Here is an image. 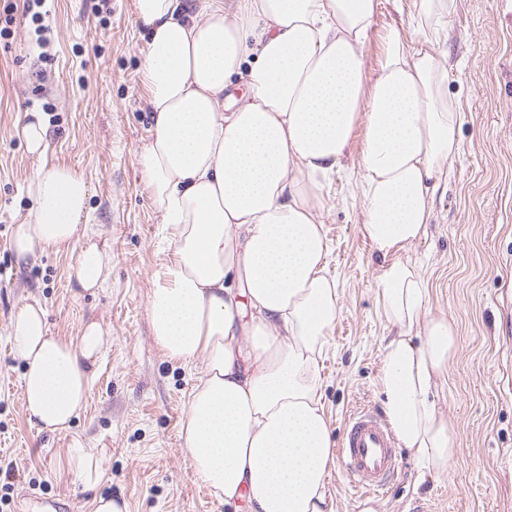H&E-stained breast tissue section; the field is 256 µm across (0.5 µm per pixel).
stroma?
<instances>
[{"label": "stroma", "mask_w": 512, "mask_h": 512, "mask_svg": "<svg viewBox=\"0 0 512 512\" xmlns=\"http://www.w3.org/2000/svg\"><path fill=\"white\" fill-rule=\"evenodd\" d=\"M46 7L44 34L19 9L10 35L0 37V512H49L52 501L94 512L98 493L123 501L126 512H225L197 480L179 434L200 364L169 360L148 319L171 244L139 170L151 120L134 0H47ZM393 25L416 38L394 0H377L367 72ZM448 30L436 53L462 105V151L448 190L434 200L427 239L404 258L427 282L429 316L456 330L434 395L456 454L446 471L425 474L400 449L398 474L376 497H357L333 467L331 512H512V0H456ZM28 112L48 123L52 161L90 188L80 224L112 258L102 287L76 288L79 244L25 261L15 254L14 228L28 218L26 184L38 166L17 134ZM362 137L355 131L342 168L330 175L321 215L343 297L323 361L337 440L349 415L382 410L378 375L391 332L376 301L381 261L360 233ZM35 301L46 307L52 335L77 341L83 323L95 320L110 338L86 407L64 430L29 420L11 351V321ZM74 448L95 449L103 474L96 489L69 471Z\"/></svg>", "instance_id": "1"}]
</instances>
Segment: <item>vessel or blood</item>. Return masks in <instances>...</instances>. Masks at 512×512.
<instances>
[{
    "label": "vessel or blood",
    "mask_w": 512,
    "mask_h": 512,
    "mask_svg": "<svg viewBox=\"0 0 512 512\" xmlns=\"http://www.w3.org/2000/svg\"><path fill=\"white\" fill-rule=\"evenodd\" d=\"M339 455L346 476L367 494L384 491L398 469L395 436L383 418L370 409L351 415Z\"/></svg>",
    "instance_id": "obj_1"
}]
</instances>
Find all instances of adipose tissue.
<instances>
[{
    "instance_id": "1",
    "label": "adipose tissue",
    "mask_w": 512,
    "mask_h": 512,
    "mask_svg": "<svg viewBox=\"0 0 512 512\" xmlns=\"http://www.w3.org/2000/svg\"><path fill=\"white\" fill-rule=\"evenodd\" d=\"M148 36L140 66L151 135L139 163L171 252L150 293L152 333L175 361L201 359L180 433L197 479L248 512H327L334 463L321 362L342 312L320 220L328 176L362 130V236L381 259L379 309L392 325L379 388L398 441L428 473L456 448L432 398L455 332L426 313L419 270L401 258L424 239L434 195L461 154V114L434 46L456 0H409L419 40L391 30L375 75L364 67L376 0H135ZM42 160L16 225L19 258L78 239L90 190L46 161L39 114L20 127ZM94 243L75 281L101 286ZM25 410L62 429L85 405L109 338L86 322L77 342L51 335L45 308L11 324Z\"/></svg>"
}]
</instances>
